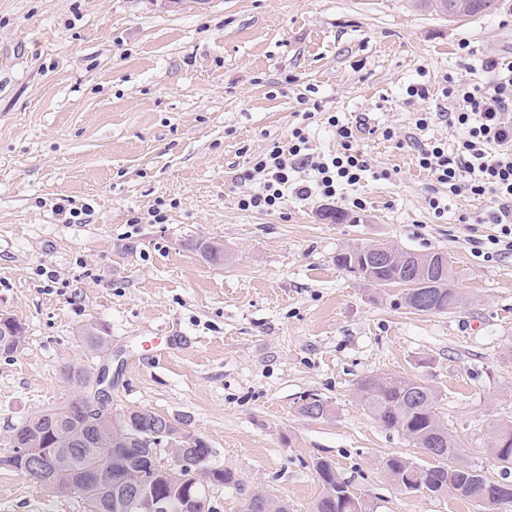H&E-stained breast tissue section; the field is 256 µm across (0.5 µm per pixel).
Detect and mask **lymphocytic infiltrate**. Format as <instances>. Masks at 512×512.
<instances>
[{
	"instance_id": "1",
	"label": "lymphocytic infiltrate",
	"mask_w": 512,
	"mask_h": 512,
	"mask_svg": "<svg viewBox=\"0 0 512 512\" xmlns=\"http://www.w3.org/2000/svg\"><path fill=\"white\" fill-rule=\"evenodd\" d=\"M440 93L448 103L449 123L458 130L460 141L452 154L438 143L419 145L418 165L449 193L490 196L493 205L482 221L497 225L499 232L488 239V247L497 254L512 252V65L499 69L488 88L452 82ZM327 123L339 151L312 153L303 129L294 128L287 145L273 146L255 160L252 173L259 177L262 188L243 195L239 208L272 213L280 209L287 191L302 199L314 195L332 199L342 186L358 183L368 163L353 147V127L333 116ZM300 168L310 169L312 180L294 181L293 174Z\"/></svg>"
}]
</instances>
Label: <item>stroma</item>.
Segmentation results:
<instances>
[{"mask_svg":"<svg viewBox=\"0 0 512 512\" xmlns=\"http://www.w3.org/2000/svg\"><path fill=\"white\" fill-rule=\"evenodd\" d=\"M491 60L512 63V0L453 21L423 0H0V313L24 329L0 354V460L20 419L77 395L67 367H106L113 406L181 424L236 473L238 485L208 490L215 512L255 491L311 512L320 460L374 512H487L396 487L388 457L427 459L368 415L358 384L420 379L439 394L457 463L512 484L490 451L512 426V253L477 252L497 232L476 221L486 200L453 195L434 214L435 180L413 149L455 146L439 91L450 77L490 86ZM418 83L430 98L408 100ZM331 113L368 120L362 180L333 200L289 193L278 212L240 210L259 187L244 173L293 128L313 152L336 150ZM81 206L90 214L73 223ZM376 244L447 254L460 306L416 312L403 287L337 266ZM88 326L107 350L86 349ZM158 336L179 345L155 360L141 349ZM315 399L323 417L302 411ZM0 512L84 508L0 463Z\"/></svg>","mask_w":512,"mask_h":512,"instance_id":"stroma-1","label":"stroma"}]
</instances>
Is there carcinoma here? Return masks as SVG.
I'll return each mask as SVG.
<instances>
[{
	"instance_id": "carcinoma-1",
	"label": "carcinoma",
	"mask_w": 512,
	"mask_h": 512,
	"mask_svg": "<svg viewBox=\"0 0 512 512\" xmlns=\"http://www.w3.org/2000/svg\"><path fill=\"white\" fill-rule=\"evenodd\" d=\"M447 16L450 20L461 17L486 15L498 8V0H464L467 6L459 9L456 0H424ZM452 268L446 266L440 288L434 290V298L429 308L422 309L410 305L415 311L427 314L445 313L459 307L461 297L450 286ZM411 283L410 276L404 270L392 266L377 273V286L392 284L404 285L407 292ZM83 342L91 352H101L108 345V339L99 335L90 327L83 332ZM24 337L14 336L11 328L0 323V347L15 352L21 346ZM414 382L412 378L371 377L359 385L360 400L365 410L384 428L402 433L416 448L440 449V460L435 465L421 467L418 476L421 487L436 497L448 494V481L465 486L470 491L466 500L479 502L485 495L483 487L476 477L465 470L448 474L445 470L447 460L455 457L459 451L457 442L443 431V437L435 435V429L441 423L437 412L438 394L427 388L428 397L424 405H413L406 400L407 386ZM87 396L80 394L74 398L53 406L36 416L20 421L12 428L11 438L24 440L31 435L39 437L41 447L46 449L48 457L60 448L69 449L67 464L62 482L48 491L60 496L77 495L84 504L85 512H111L108 503L114 498V489L118 485L134 482L137 475L152 468L157 462V454L149 446L130 436L126 416L135 419H152L162 423L166 418L150 410L122 408L108 411L105 424L99 428L85 430L81 436L74 437V422L78 420L77 406ZM384 470L392 481L404 477L408 472L406 459L389 457L384 462ZM207 484L215 487L237 485L235 472L211 465ZM312 512H371V505L362 497L347 499L344 504L335 505L329 500L318 499Z\"/></svg>"
}]
</instances>
